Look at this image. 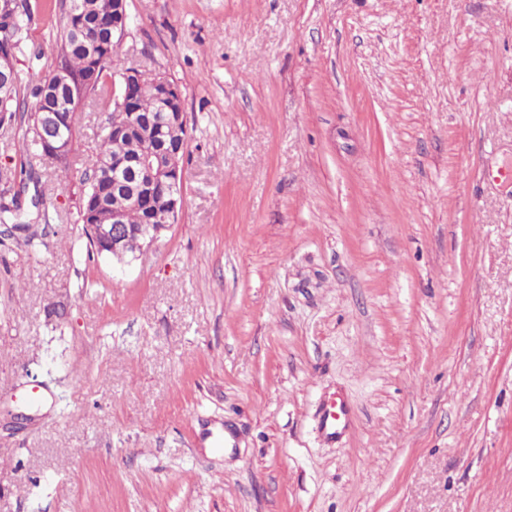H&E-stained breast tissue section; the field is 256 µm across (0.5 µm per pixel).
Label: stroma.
Listing matches in <instances>:
<instances>
[{
    "instance_id": "stroma-1",
    "label": "stroma",
    "mask_w": 512,
    "mask_h": 512,
    "mask_svg": "<svg viewBox=\"0 0 512 512\" xmlns=\"http://www.w3.org/2000/svg\"><path fill=\"white\" fill-rule=\"evenodd\" d=\"M22 79L61 0H29ZM177 83V224L87 255L22 153L0 231V512H512V0H127ZM350 408L340 437L323 402ZM17 177H19L20 189L11 196L8 202L1 201L0 203V224H26L23 226L28 227L29 223L21 222L20 219L28 213L30 208L39 210V200L36 195L30 198L26 196L27 181L37 183L38 173L33 166L27 170L23 167L19 173H14L13 178Z\"/></svg>"
}]
</instances>
